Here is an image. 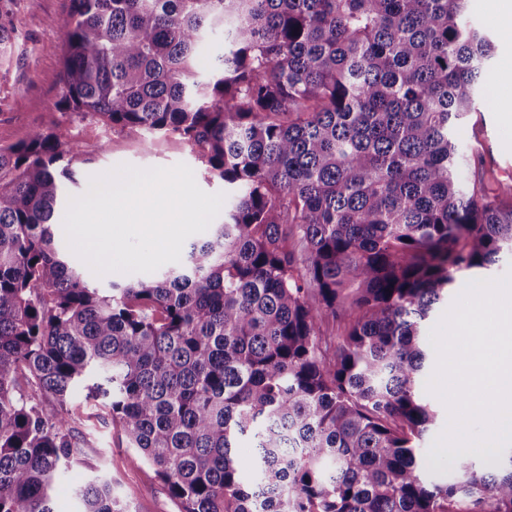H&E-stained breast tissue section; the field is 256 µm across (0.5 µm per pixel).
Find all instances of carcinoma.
Listing matches in <instances>:
<instances>
[{
  "mask_svg": "<svg viewBox=\"0 0 512 512\" xmlns=\"http://www.w3.org/2000/svg\"><path fill=\"white\" fill-rule=\"evenodd\" d=\"M467 12L70 0L57 108L178 136L230 201L179 264L102 288L57 229L79 147L40 128L0 145V512H54L83 455L79 388L181 512H512V456L491 471L462 456L439 484L415 446L435 420L421 323L459 273L512 253V182L458 141L507 45ZM76 499L128 512L102 474ZM223 48L224 32L222 30H216L205 37L201 48V66L204 68V73L209 70L214 58L222 52Z\"/></svg>",
  "mask_w": 512,
  "mask_h": 512,
  "instance_id": "obj_1",
  "label": "carcinoma"
}]
</instances>
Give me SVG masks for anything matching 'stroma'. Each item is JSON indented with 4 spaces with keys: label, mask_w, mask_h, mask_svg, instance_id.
Wrapping results in <instances>:
<instances>
[{
    "label": "stroma",
    "mask_w": 512,
    "mask_h": 512,
    "mask_svg": "<svg viewBox=\"0 0 512 512\" xmlns=\"http://www.w3.org/2000/svg\"><path fill=\"white\" fill-rule=\"evenodd\" d=\"M68 9L69 0H16V37L7 54L0 56V144L21 140L35 128L78 143L87 163L78 184L71 188L75 196L85 193L91 176L122 164L153 168L183 163L192 169L200 189L211 194L223 192V181L207 174L196 154L178 137H160L148 145L142 133L57 109L64 53L61 24ZM488 89L490 102L469 114L459 132L460 145L465 154L482 155L486 168L504 179L512 176V120L504 117L501 108L503 97L512 94V53L496 56ZM428 401L436 411V420L419 443L424 472L429 480L449 481L454 477L449 456L435 460L427 455L447 424L448 412L436 396H429ZM70 407L80 418L79 429L88 446L84 460L75 463L56 483L55 512H75V489L99 473L111 476L130 512H180L179 503L152 469L131 464V452L110 417L98 415L93 402L81 392Z\"/></svg>",
    "instance_id": "obj_1"
}]
</instances>
